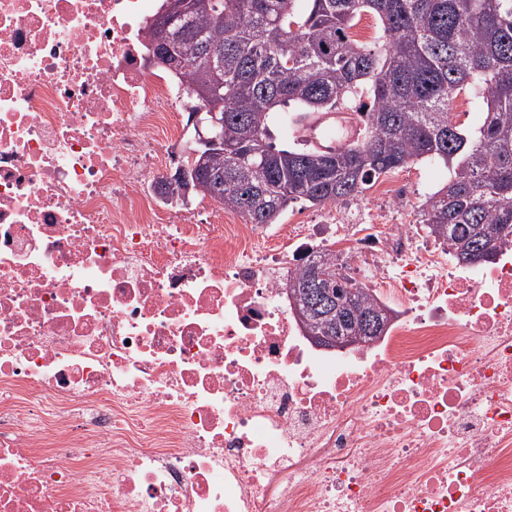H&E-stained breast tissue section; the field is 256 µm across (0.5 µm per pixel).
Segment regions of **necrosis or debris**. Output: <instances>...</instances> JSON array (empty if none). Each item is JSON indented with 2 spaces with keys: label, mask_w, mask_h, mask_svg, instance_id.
<instances>
[{
  "label": "necrosis or debris",
  "mask_w": 512,
  "mask_h": 512,
  "mask_svg": "<svg viewBox=\"0 0 512 512\" xmlns=\"http://www.w3.org/2000/svg\"><path fill=\"white\" fill-rule=\"evenodd\" d=\"M157 0H0V512H512V243L461 271L388 203L295 224L174 209L187 81ZM363 262L348 356L288 297ZM319 266L320 268L325 267L326 269H333L336 275V280L329 283L330 288H334L336 292V281L338 284L347 285V288H355L352 291V296L347 298L346 306V317L347 321L342 324V327L336 325V321H323L317 319L316 315L310 314L307 316L305 322L310 330V336L312 341L322 346L335 347L336 350H347L355 345L359 344L362 337L374 338L376 336H369L363 334L362 322L365 317L382 310L381 306L378 305L377 301L367 291L366 288H361L359 285L351 280L342 281L341 275L336 272V263L328 260L311 261L306 264L299 272L294 274L288 279V290L296 292L300 290L303 294L304 290L307 289L308 275L311 267ZM320 334L323 336H313L314 334ZM330 334V335H329ZM338 334H342L339 336ZM349 335V336H344Z\"/></svg>",
  "instance_id": "1"
}]
</instances>
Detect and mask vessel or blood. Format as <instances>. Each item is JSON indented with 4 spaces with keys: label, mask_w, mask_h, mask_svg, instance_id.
<instances>
[{
    "label": "vessel or blood",
    "mask_w": 512,
    "mask_h": 512,
    "mask_svg": "<svg viewBox=\"0 0 512 512\" xmlns=\"http://www.w3.org/2000/svg\"><path fill=\"white\" fill-rule=\"evenodd\" d=\"M360 124L355 113L313 112L302 118L297 135L306 144L325 152H334L359 136Z\"/></svg>",
    "instance_id": "obj_1"
}]
</instances>
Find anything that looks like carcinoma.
<instances>
[{
	"label": "carcinoma",
	"instance_id": "carcinoma-1",
	"mask_svg": "<svg viewBox=\"0 0 512 512\" xmlns=\"http://www.w3.org/2000/svg\"><path fill=\"white\" fill-rule=\"evenodd\" d=\"M295 2L191 6L169 44L180 65L148 39L150 60L224 113V151L198 174V194L252 224H274L298 201L348 202L429 158L448 165L449 179L418 208L428 235L457 258L480 245L497 255L512 241V0H307L303 12ZM364 13L379 22L371 46L350 35ZM461 92L483 107L474 130L448 127V96ZM339 108L359 113L362 131L335 153L320 158L301 142H270L278 111L292 137L305 113ZM316 266L336 269L311 261L288 290H306ZM345 306L340 326L308 315L310 334L361 336L363 319L381 310L365 288Z\"/></svg>",
	"mask_w": 512,
	"mask_h": 512
}]
</instances>
